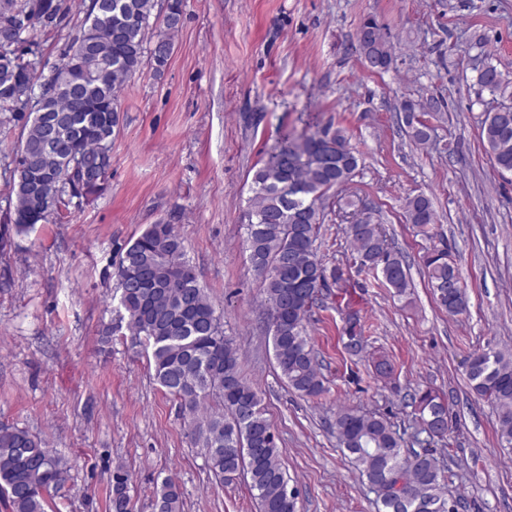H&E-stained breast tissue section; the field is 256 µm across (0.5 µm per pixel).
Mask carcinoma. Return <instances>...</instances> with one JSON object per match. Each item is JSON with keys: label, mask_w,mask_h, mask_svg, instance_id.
<instances>
[{"label": "carcinoma", "mask_w": 512, "mask_h": 512, "mask_svg": "<svg viewBox=\"0 0 512 512\" xmlns=\"http://www.w3.org/2000/svg\"><path fill=\"white\" fill-rule=\"evenodd\" d=\"M155 0H112V9L99 10L89 0L76 36L67 43L49 74L33 56L31 37L67 25L70 0H0V112L6 121L23 122L19 150L33 152L30 162L12 159L11 203L17 232L32 230L59 215L94 200L103 186L86 184L78 193L79 171L67 157L81 159L94 171L102 145L112 142L120 124V97L145 64L161 73L170 55L155 47L174 48L181 26L184 0H168L161 21L152 19ZM361 56H374L372 72L393 63V48L380 26L369 19L361 26ZM108 49L110 65L96 80L84 73L87 57ZM478 84L501 98L512 99V82L487 63ZM434 109L432 101L402 104L407 134L415 147L430 144V127L419 118ZM70 120L56 148L42 153L38 146L48 130L46 117ZM485 151L501 173H512V119L485 113L481 125ZM359 153L342 128L326 127L310 135L287 138L268 152L253 174L244 212L243 246L251 269L259 276L268 318L277 320L269 331L276 365L288 386L307 397L324 392L317 352L308 334V292L318 294L339 284V269L327 270L317 254L316 241L325 211L336 189L351 181ZM57 203L49 216L47 201ZM406 222L428 232L436 223L432 200L423 193L404 204ZM360 267L381 276L382 284L405 296L410 288L406 257L390 242L382 225L371 217L353 215L345 225ZM428 281L442 310L450 316L465 313L469 297L447 247H434L424 256ZM120 320L129 335L151 352L154 378L179 402L189 436L203 451L205 464L216 478L249 477L259 512H297V492L281 459V450L265 416L262 398L240 371V354L224 335L221 316L187 258L176 225L151 224L121 251L115 273ZM466 375L474 394L497 412L501 441L512 445V352L488 347L470 354ZM218 410L201 414L204 401ZM411 407L419 432L441 442L447 433L433 434L436 422L451 420L447 399L427 388L412 395ZM340 445L350 455L383 512H448L444 476L430 454L405 453L402 437L387 419L352 407L336 410L334 422ZM68 478L62 459L25 428L0 425V500L9 512H48ZM128 474L112 470V512H128ZM155 512H180L181 490L165 479L156 489Z\"/></svg>", "instance_id": "carcinoma-1"}]
</instances>
